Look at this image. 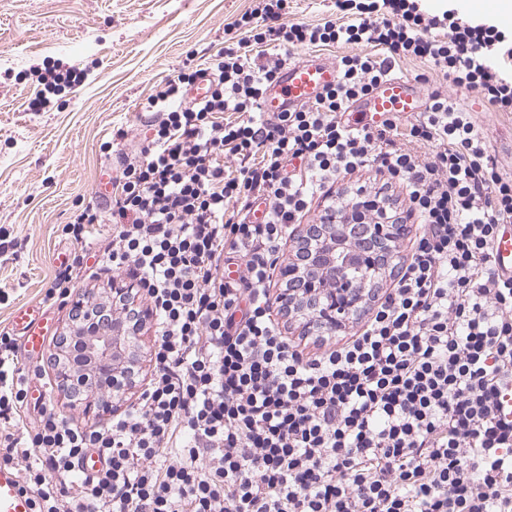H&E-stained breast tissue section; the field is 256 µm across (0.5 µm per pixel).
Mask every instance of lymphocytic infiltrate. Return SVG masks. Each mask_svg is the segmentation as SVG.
<instances>
[{"label": "lymphocytic infiltrate", "instance_id": "1", "mask_svg": "<svg viewBox=\"0 0 512 512\" xmlns=\"http://www.w3.org/2000/svg\"><path fill=\"white\" fill-rule=\"evenodd\" d=\"M287 7L251 0L237 40L156 84L148 135L112 159L111 209L84 202L61 228L73 250L46 309L93 257L155 312L154 371L130 409L89 425L52 395L30 402L41 368L0 329V470L32 512H512V279L493 254L512 178L448 91L511 113L512 35L415 0H336L316 23ZM338 45L357 51L334 87L262 111L288 52ZM411 58L444 78L425 112L346 119ZM204 76L210 95L189 100ZM371 169L404 192L410 256L362 331L307 354L275 317L279 258L316 199L338 213L363 199L368 221L384 210V189L336 192ZM92 454L102 467L82 474Z\"/></svg>", "mask_w": 512, "mask_h": 512}]
</instances>
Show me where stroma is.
<instances>
[{"label":"stroma","instance_id":"stroma-1","mask_svg":"<svg viewBox=\"0 0 512 512\" xmlns=\"http://www.w3.org/2000/svg\"><path fill=\"white\" fill-rule=\"evenodd\" d=\"M250 0H0V236L14 241L0 265V328L40 303L56 257L71 245L59 230L113 172L112 131L143 138L154 84L215 55ZM86 70V80L30 108L48 68ZM451 93L481 127L501 170L512 175V114L477 93Z\"/></svg>","mask_w":512,"mask_h":512}]
</instances>
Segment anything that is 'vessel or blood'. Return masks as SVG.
Returning <instances> with one entry per match:
<instances>
[{"label":"vessel or blood","instance_id":"obj_1","mask_svg":"<svg viewBox=\"0 0 512 512\" xmlns=\"http://www.w3.org/2000/svg\"><path fill=\"white\" fill-rule=\"evenodd\" d=\"M338 80L335 61L320 53H309L303 58L287 63L279 78L269 86L264 95L262 109L266 112H286L297 105L314 101ZM427 95L416 82L396 78L381 83L372 95L353 105V112L365 113L374 122H381L391 113L405 117L424 111ZM496 270L512 278V227L498 238L494 246ZM14 330L20 335L29 355L42 349L46 338V319L40 306L30 305L20 309L12 319ZM0 512H31L30 501L19 492L13 475L0 472Z\"/></svg>","mask_w":512,"mask_h":512}]
</instances>
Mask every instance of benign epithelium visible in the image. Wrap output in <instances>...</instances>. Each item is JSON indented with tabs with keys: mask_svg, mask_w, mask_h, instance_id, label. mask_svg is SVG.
<instances>
[{
	"mask_svg": "<svg viewBox=\"0 0 512 512\" xmlns=\"http://www.w3.org/2000/svg\"><path fill=\"white\" fill-rule=\"evenodd\" d=\"M362 207L351 204L342 215L330 214L322 225L321 237L306 235L297 238L299 255L280 268V276L288 282H303L305 306L309 311L308 326H319L333 333L343 326L345 319L364 300L367 280L380 273L382 263L396 259L390 243L403 237L404 224H370L365 232L372 234L373 245L357 248L349 243L347 229L351 216ZM365 271L362 279L349 278L345 269ZM139 331L122 321L112 327L97 325L93 315H87L83 325L75 327L63 346L55 354L65 361L56 365L57 388L71 397L73 403H82L85 410L101 416L113 409L106 398H94L89 391L102 380L112 381V396H121L134 385L135 356L129 354Z\"/></svg>",
	"mask_w": 512,
	"mask_h": 512,
	"instance_id": "1",
	"label": "benign epithelium"
}]
</instances>
